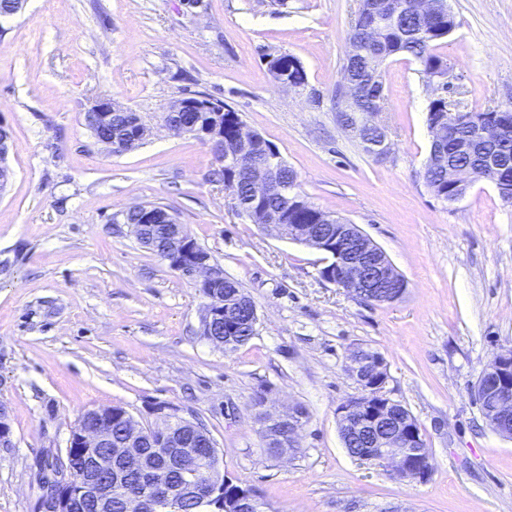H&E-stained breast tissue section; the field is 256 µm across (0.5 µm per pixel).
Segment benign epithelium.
<instances>
[{"label":"benign epithelium","instance_id":"benign-epithelium-1","mask_svg":"<svg viewBox=\"0 0 512 512\" xmlns=\"http://www.w3.org/2000/svg\"><path fill=\"white\" fill-rule=\"evenodd\" d=\"M25 0H7L0 5V33L3 23L19 15ZM425 16L440 11L453 17L447 0H422L418 4ZM125 115L121 133L101 143L124 140L133 144L151 133L139 113L107 97L95 99L85 110L84 121L91 132L112 123V112ZM164 126L179 134H190L209 145L224 163L231 180L250 175L251 202L261 212L262 227L272 228L288 240L302 243L324 254L320 269L323 280L345 289L362 302L393 303L402 298L407 281L399 273L385 251L375 244L358 225L333 215H322L320 221L335 228L317 234L310 224H295L283 229L285 214L263 207L277 188L275 173L285 166L280 152L270 143H262L268 166L261 171L249 168L250 158L260 137L241 121L237 114L224 112V107L204 95L192 94L176 100L163 116ZM234 124L233 139L224 138V127ZM465 129L464 148L494 141L512 134V114L500 107L485 112H465L448 104V111L437 112L430 122L431 147L428 163H443V141L447 133ZM10 132L0 125V195L13 177L6 165ZM366 151L378 158L386 155V136L365 138ZM462 171L448 168V202L461 200ZM134 231L142 233V245L159 247L169 267L190 279L206 299L202 331L217 346L235 343L229 334L220 340L213 336L215 326L224 323V297L220 291L222 274L211 254L200 247L167 212L149 207L138 211ZM352 376L361 393L341 403L336 409L338 427L369 434L370 443L363 452L374 462L391 468L398 477L425 481L431 474V456L425 440L412 419L402 413L404 407L385 392L388 372L378 352L356 348L350 355ZM475 400L491 430L512 440V350L498 352L494 364L479 376ZM262 394L255 407L264 424L266 447L271 455L283 458L298 448L297 434L303 428L300 407L282 413L266 409ZM155 422L143 426L124 408L98 407L85 412L69 434L66 447L52 455L48 472L39 484L34 512H72L74 504L85 500L94 503L97 512H112V498L121 495L129 512H153L167 503H180L191 498L201 512H258L261 508L256 492L235 483L223 474L222 457L205 425L184 415L171 403H156L149 408ZM9 411L0 402V447H12ZM110 450L112 489L103 488L93 478H75V461L82 458L93 469L102 464L100 450Z\"/></svg>","mask_w":512,"mask_h":512}]
</instances>
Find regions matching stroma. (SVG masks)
I'll use <instances>...</instances> for the list:
<instances>
[{"instance_id": "1", "label": "stroma", "mask_w": 512, "mask_h": 512, "mask_svg": "<svg viewBox=\"0 0 512 512\" xmlns=\"http://www.w3.org/2000/svg\"><path fill=\"white\" fill-rule=\"evenodd\" d=\"M359 0H27L0 34V124L14 172L0 197V512H33L45 462L87 410L119 405L147 423L158 402L202 420L223 471L264 512H506L512 440L474 399L492 356L512 347V203L475 183L437 199L429 155V79L408 55L383 65L377 159L336 121L331 100ZM459 22L436 49L469 111L512 106V0H449ZM298 57L306 89H284L265 53ZM209 95L274 145L320 209L382 247L407 281L365 304L320 276L323 255L253 224L210 146L162 127L185 93ZM107 96L140 113L146 141L115 154L84 122ZM159 205L239 283L256 333L232 353L201 334L205 299L116 215ZM357 347L377 351L386 391L421 430L428 481L352 457L337 407L360 388ZM305 412L298 450H266L253 405Z\"/></svg>"}]
</instances>
